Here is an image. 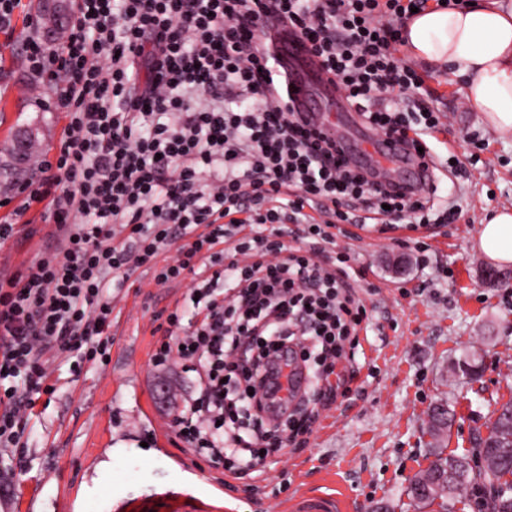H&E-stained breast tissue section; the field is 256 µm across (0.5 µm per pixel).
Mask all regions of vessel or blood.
<instances>
[{
    "label": "vessel or blood",
    "mask_w": 512,
    "mask_h": 512,
    "mask_svg": "<svg viewBox=\"0 0 512 512\" xmlns=\"http://www.w3.org/2000/svg\"><path fill=\"white\" fill-rule=\"evenodd\" d=\"M259 39L262 44L276 46L277 62L292 90L294 111L305 123L336 140L352 164L372 170L394 191L418 189L428 183L429 170L396 140L362 128L355 113L335 110L337 87L327 76L321 59L307 49L298 32L271 21L261 28ZM347 508L342 493L322 491L299 493L285 506L286 512H346Z\"/></svg>",
    "instance_id": "1"
}]
</instances>
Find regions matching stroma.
Listing matches in <instances>:
<instances>
[{
  "label": "stroma",
  "instance_id": "1",
  "mask_svg": "<svg viewBox=\"0 0 512 512\" xmlns=\"http://www.w3.org/2000/svg\"><path fill=\"white\" fill-rule=\"evenodd\" d=\"M38 0H21L14 29L0 31V160L17 130H33L39 147L26 168L0 174V221L16 235L0 244V277L21 272L54 247L60 232L44 222L42 205L23 214L22 184L54 159L65 120L42 104L50 87L19 62L23 41L38 36ZM413 69L426 99L447 115L429 145L438 161L456 154L466 175L440 170L437 197L457 206L451 224H394L385 233L353 227L337 235L373 289L367 329L359 333V370L346 398L322 411L310 444L284 454L267 472L261 493L218 487L221 469L176 436L174 413L196 397L195 373L153 355L169 336L159 319L183 300L179 288H158L136 273L112 283V348L105 366L72 368L58 360L53 394L38 399L21 448L0 452V499L13 512H126L147 502L174 512L172 496L209 504L210 512H281L289 496L341 490L351 512H478L449 498L447 510H419L411 478L435 450L428 410L447 403L454 424L445 454L460 455L485 434L502 404L512 401V289L485 280L489 260L473 242L491 212L512 209V134L491 129L468 103L461 81L420 62ZM483 357L480 379L453 368L468 353Z\"/></svg>",
  "mask_w": 512,
  "mask_h": 512
}]
</instances>
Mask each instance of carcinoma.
Wrapping results in <instances>:
<instances>
[{"instance_id":"cac0c4a2","label":"carcinoma","mask_w":512,"mask_h":512,"mask_svg":"<svg viewBox=\"0 0 512 512\" xmlns=\"http://www.w3.org/2000/svg\"><path fill=\"white\" fill-rule=\"evenodd\" d=\"M454 422L446 408L431 416L429 432L436 447H442L447 432ZM482 456L484 480L489 488H482L473 471L467 466L472 455ZM471 492L479 495L480 507L487 512H512V402L501 406L491 424L490 442L475 444L468 453L457 456L437 454L433 465L411 480L410 493L420 508L435 500H447L455 492Z\"/></svg>"}]
</instances>
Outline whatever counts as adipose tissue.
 <instances>
[{"label":"adipose tissue","instance_id":"ef3b65f1","mask_svg":"<svg viewBox=\"0 0 512 512\" xmlns=\"http://www.w3.org/2000/svg\"><path fill=\"white\" fill-rule=\"evenodd\" d=\"M403 46L411 57L462 79L468 101L487 123L512 134V0L425 9L404 27ZM478 246L491 262L512 263L511 210L483 224Z\"/></svg>","mask_w":512,"mask_h":512}]
</instances>
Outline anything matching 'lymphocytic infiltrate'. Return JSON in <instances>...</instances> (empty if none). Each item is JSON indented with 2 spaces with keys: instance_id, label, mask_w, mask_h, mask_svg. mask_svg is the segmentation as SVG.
I'll return each mask as SVG.
<instances>
[{
  "instance_id": "1",
  "label": "lymphocytic infiltrate",
  "mask_w": 512,
  "mask_h": 512,
  "mask_svg": "<svg viewBox=\"0 0 512 512\" xmlns=\"http://www.w3.org/2000/svg\"><path fill=\"white\" fill-rule=\"evenodd\" d=\"M428 0H75L57 48L28 39L20 61L48 78L64 113L55 160L28 199L64 235L24 272L0 278V448L18 447L35 395L51 393L57 356L106 364L110 280L153 271L155 287L190 280L195 322L167 317L198 398L172 426L249 479L284 448H306L322 410L346 396L368 315L335 251L334 228L447 224L436 187L397 193L350 168L333 139L301 127L262 22L277 17L321 58L379 134L422 150L440 125L422 80L398 56L401 29ZM310 383L270 422L267 388L282 357Z\"/></svg>"
}]
</instances>
